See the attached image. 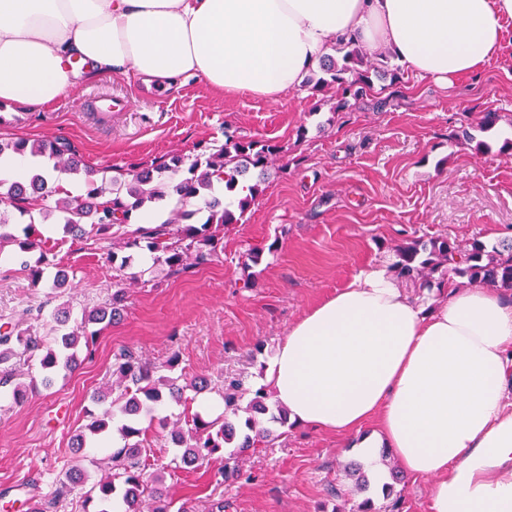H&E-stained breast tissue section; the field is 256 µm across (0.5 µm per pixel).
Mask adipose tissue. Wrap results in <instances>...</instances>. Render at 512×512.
Returning <instances> with one entry per match:
<instances>
[{
  "label": "adipose tissue",
  "instance_id": "ef3b65f1",
  "mask_svg": "<svg viewBox=\"0 0 512 512\" xmlns=\"http://www.w3.org/2000/svg\"><path fill=\"white\" fill-rule=\"evenodd\" d=\"M511 23L512 0H0V103L45 107L130 70L275 101L348 41L451 84L501 54ZM265 380L295 423L376 422L364 461L387 448L432 480L431 512H512V293L452 287L428 310L386 269L361 272L291 325Z\"/></svg>",
  "mask_w": 512,
  "mask_h": 512
}]
</instances>
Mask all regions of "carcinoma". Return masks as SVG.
<instances>
[{"label": "carcinoma", "instance_id": "obj_1", "mask_svg": "<svg viewBox=\"0 0 512 512\" xmlns=\"http://www.w3.org/2000/svg\"><path fill=\"white\" fill-rule=\"evenodd\" d=\"M341 60L329 58L322 62L323 76L315 86L336 83L343 94L354 100L363 98L364 89L370 85V73L378 76L387 73L385 61L368 58L359 45L348 42L336 45ZM30 149L31 154L46 158L53 168L77 175L84 183L83 194L76 197L58 198L55 206L46 210L44 218L55 216L62 225L63 233L73 240L84 238L86 225L96 228L100 234L112 229L124 230L123 245L126 248L147 250L156 255V261L165 264L170 273L178 275L189 269L186 259L195 253L198 264L207 262L224 234V228L238 219L225 204L224 196L217 192V184L224 183V190L231 192L238 184V177L250 168L267 167L269 156L275 149L257 141L228 138L223 144L205 146L190 162L184 157L172 155L150 166H133L120 177L107 183L98 177L99 171L87 167L75 146L64 138L44 139L32 145L25 141L2 143L0 155L10 150L21 153ZM183 172L174 183L168 173ZM112 193V203L103 204L99 198ZM176 194L184 207L173 212L169 218L155 227L132 224L133 213L158 203L168 194ZM52 196L45 177L39 173L23 181L0 180V254L5 244L14 240L11 233L12 213L29 216L34 220L25 202L31 198ZM204 201L207 218L202 224L193 222L198 214L189 210L191 201ZM397 261L392 265L396 278L419 283L423 289L439 290L448 286L451 279L467 281L472 286L494 284L512 289V239L491 248L475 238L461 245L446 237L427 242L413 240L395 246ZM131 267L130 258H125L119 267L120 275L112 282L110 298L81 315V319L69 326V315L64 308L53 311L57 324V336L52 344H45L41 337L31 334L23 323L7 315H0V387L13 385L12 396L20 400L25 396L21 384L15 383L13 360L20 357L39 358L42 383L49 387L59 374H71L82 363L79 348L89 347L101 330L118 320L124 310L127 288L125 283L141 280L144 271L126 272ZM112 384L93 393V402L103 407L101 413L79 431L72 439V447L85 448L87 433L105 432L112 423V410L118 408L127 418L121 428L124 444L112 449V453L98 459V478L89 481L90 475L80 465L67 470L58 480L53 495L31 504L30 512H49L59 499L69 495L75 488L92 483L100 512H113V505L121 504L122 512H195L188 500L176 503L164 486L162 471L165 467L150 460L147 454L146 429L139 427V420L151 405L173 402L184 406L183 418L168 422L160 421L168 429V439L174 445L172 463L183 470H194L219 454L225 445L236 443L243 452L267 440L270 431L263 425L260 416L269 412L266 393L258 389L251 393L237 380L224 384L222 393L224 410L214 419L196 411L188 413L189 402L186 391L198 396L209 390L210 381L198 376L189 383H180V378L165 375L162 369L142 360L131 349H123L115 355L112 363ZM247 432H241V428Z\"/></svg>", "mask_w": 512, "mask_h": 512}]
</instances>
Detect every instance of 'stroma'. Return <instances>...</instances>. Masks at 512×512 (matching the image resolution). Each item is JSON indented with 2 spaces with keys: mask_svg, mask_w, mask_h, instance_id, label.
I'll use <instances>...</instances> for the list:
<instances>
[{
  "mask_svg": "<svg viewBox=\"0 0 512 512\" xmlns=\"http://www.w3.org/2000/svg\"><path fill=\"white\" fill-rule=\"evenodd\" d=\"M388 64L395 76L374 78L363 100L346 107L333 83L270 102L245 92L227 100L194 82L163 95L138 77L105 74L0 125V141L67 139L108 178L172 154L194 158L197 143L220 144L229 134L277 148L263 194L225 229L211 260L186 274H169L149 252L130 254L118 235L72 241L48 222L37 230L55 241L54 263L36 285L20 263L36 264L40 253L21 252L25 226L15 225L0 260V314L36 335L53 336L55 327L38 307L78 315L107 299L123 257L134 256L148 275L128 288L123 316L96 337L77 371L47 389L38 366L21 363L25 398L0 389V494L12 512H28L31 498L50 495L76 464L71 438L88 424L90 396L111 381L120 348L158 365L177 357L175 374L206 375L218 389L239 378L254 391L294 321L361 271L391 266L396 244L445 237L490 246L512 236V158L500 153L512 139V28L496 60L448 86L396 57ZM114 96L129 108L99 123L93 101ZM486 112L501 119L483 132ZM482 141L490 152L478 150ZM58 264L69 273L61 289L52 286ZM272 431L239 457L243 480L216 484L224 461L215 458L167 472L170 494L191 497L197 512L217 500L224 512H352L364 494L345 469L360 433L292 422ZM332 487L341 497L329 495Z\"/></svg>",
  "mask_w": 512,
  "mask_h": 512,
  "instance_id": "1",
  "label": "stroma"
}]
</instances>
